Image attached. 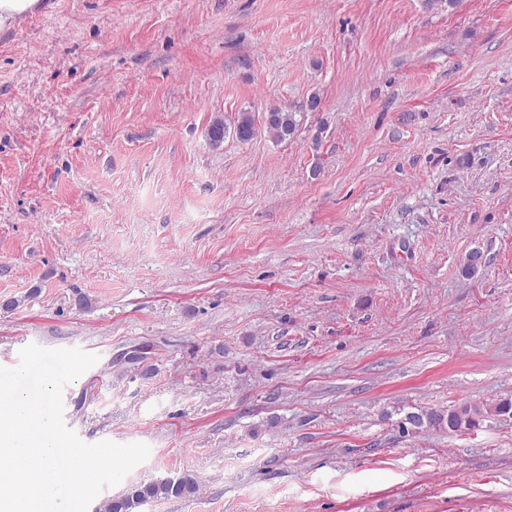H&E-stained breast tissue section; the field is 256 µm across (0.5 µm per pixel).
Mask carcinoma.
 Returning <instances> with one entry per match:
<instances>
[{
	"label": "carcinoma",
	"mask_w": 512,
	"mask_h": 512,
	"mask_svg": "<svg viewBox=\"0 0 512 512\" xmlns=\"http://www.w3.org/2000/svg\"><path fill=\"white\" fill-rule=\"evenodd\" d=\"M264 128L270 137L285 141L292 137L297 129L295 114L282 109H273L264 119ZM238 140L247 142L256 134L254 120L247 114H241L235 127ZM512 412V398L485 404L465 402L450 406L446 410L420 409L408 412L398 422L399 432L404 437H416L427 429L446 430L452 435L468 433L480 427L489 416L505 415ZM200 490L199 482L192 473L184 472L175 478H160L134 483L124 493L103 503V512H135V509L148 503L169 498H193Z\"/></svg>",
	"instance_id": "carcinoma-1"
}]
</instances>
